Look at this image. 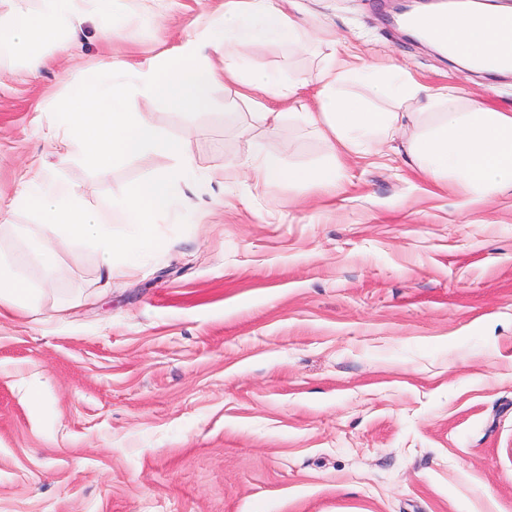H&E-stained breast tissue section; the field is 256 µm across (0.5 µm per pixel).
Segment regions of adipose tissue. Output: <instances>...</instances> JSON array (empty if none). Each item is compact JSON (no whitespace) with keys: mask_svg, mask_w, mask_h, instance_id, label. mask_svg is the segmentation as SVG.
I'll list each match as a JSON object with an SVG mask.
<instances>
[{"mask_svg":"<svg viewBox=\"0 0 512 512\" xmlns=\"http://www.w3.org/2000/svg\"><path fill=\"white\" fill-rule=\"evenodd\" d=\"M119 3L40 0L38 10L16 8L8 22H0V57L11 54L23 41L49 43L63 33L75 32L83 6L92 15L111 17L110 34L118 36ZM435 25L436 44L449 57L477 71L503 72L496 59L512 54V8L452 4L439 10ZM303 32L300 21L283 9L281 0H220L207 24L162 56L107 62L93 79L74 87L59 105V122L49 130L60 156L78 155L94 166L157 155L173 158L174 163L129 185L101 211L88 209L62 180L40 170L29 172L10 206L35 215L37 226L28 235L42 265L54 272L59 269L50 243L54 236L93 245L105 278L119 264H142L162 246L155 231L157 220L181 208L176 188L198 181L182 142L170 138L143 113L129 111L130 91L163 97L179 110L203 111L210 105L213 87L230 82L239 87L242 100L257 105L255 118L267 135H285L300 80L248 66L243 52L257 45L297 43ZM212 51L223 53V66L207 63ZM357 74L374 93L400 103L422 101L421 111L375 110L363 99L344 94L342 85ZM318 80L322 90L317 109L303 113L302 118L325 142L328 164L318 168L287 165L253 141L245 166L254 188L288 182L333 192L348 159L398 141L425 178L462 190L468 202L490 203L512 191V107H492L455 91L427 88L396 65L364 71L334 52L327 55ZM116 215L124 224L119 236L112 230Z\"/></svg>","mask_w":512,"mask_h":512,"instance_id":"adipose-tissue-1","label":"adipose tissue"}]
</instances>
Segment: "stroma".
Segmentation results:
<instances>
[{"mask_svg": "<svg viewBox=\"0 0 512 512\" xmlns=\"http://www.w3.org/2000/svg\"><path fill=\"white\" fill-rule=\"evenodd\" d=\"M391 0H288L319 41L251 48L317 109L330 49L512 105V74L466 71L390 25ZM212 0H124L68 38L0 59V250L42 296L0 311V512H512V193L493 204L426 182L405 151L349 159L343 189L254 190L238 164L260 130L237 85L200 114L131 93L200 178L139 271L54 240L47 274L9 211L29 169L102 208L170 158H61L56 106L103 57L141 61L192 35ZM37 53L44 64L30 70ZM265 148L325 160L295 122Z\"/></svg>", "mask_w": 512, "mask_h": 512, "instance_id": "stroma-1", "label": "stroma"}]
</instances>
